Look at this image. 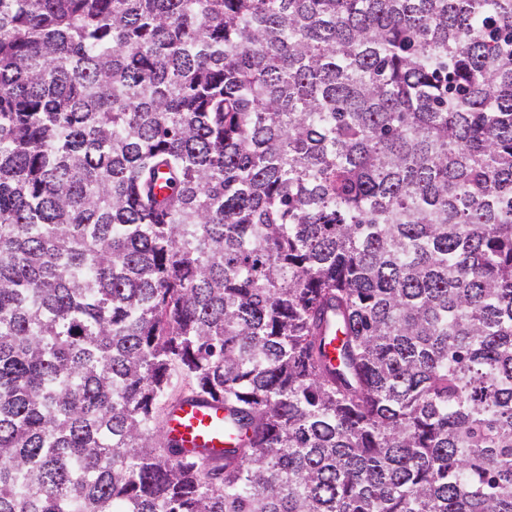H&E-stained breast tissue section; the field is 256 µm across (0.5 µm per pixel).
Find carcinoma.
I'll return each mask as SVG.
<instances>
[{
    "label": "carcinoma",
    "instance_id": "cac0c4a2",
    "mask_svg": "<svg viewBox=\"0 0 512 512\" xmlns=\"http://www.w3.org/2000/svg\"><path fill=\"white\" fill-rule=\"evenodd\" d=\"M0 512H512V0H0ZM224 419V402L187 396L169 411L166 428L181 456L192 458L205 451L217 462L224 455V446L229 440Z\"/></svg>",
    "mask_w": 512,
    "mask_h": 512
}]
</instances>
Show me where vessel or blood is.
<instances>
[{
  "mask_svg": "<svg viewBox=\"0 0 512 512\" xmlns=\"http://www.w3.org/2000/svg\"><path fill=\"white\" fill-rule=\"evenodd\" d=\"M224 419L223 402L188 396L169 411L166 428L183 457L192 458L204 452L217 461L228 441Z\"/></svg>",
  "mask_w": 512,
  "mask_h": 512,
  "instance_id": "b4317fda",
  "label": "vessel or blood"
}]
</instances>
